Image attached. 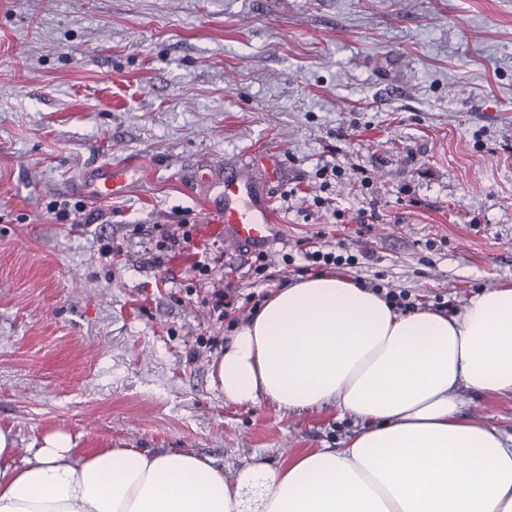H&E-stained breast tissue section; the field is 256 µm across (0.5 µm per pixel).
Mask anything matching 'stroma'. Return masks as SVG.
<instances>
[{"mask_svg":"<svg viewBox=\"0 0 512 512\" xmlns=\"http://www.w3.org/2000/svg\"><path fill=\"white\" fill-rule=\"evenodd\" d=\"M334 157L371 170L369 226L310 213ZM108 161L144 182L103 201L72 188ZM205 166L264 186L283 224L275 279L205 237ZM51 203L81 204L79 223ZM181 224L242 294L229 317L202 305L192 252L150 266ZM319 235L368 254L365 284L429 310L512 280V0H0V426L19 457L62 431L84 453L180 450L230 478L343 447L358 424L334 404L235 405L213 381L230 336L297 282L284 254ZM459 399L512 435V393Z\"/></svg>","mask_w":512,"mask_h":512,"instance_id":"35a3bbf8","label":"stroma"}]
</instances>
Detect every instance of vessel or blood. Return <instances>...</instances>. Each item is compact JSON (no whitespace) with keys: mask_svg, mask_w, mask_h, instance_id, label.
Listing matches in <instances>:
<instances>
[{"mask_svg":"<svg viewBox=\"0 0 512 512\" xmlns=\"http://www.w3.org/2000/svg\"><path fill=\"white\" fill-rule=\"evenodd\" d=\"M140 177L141 171L133 163L106 162L86 171L81 189L93 200L116 198L123 196ZM201 180L209 188L210 210L218 217L208 227L213 239L229 246L248 245L257 249H269L280 242L282 225L260 186L230 166L218 175L202 174Z\"/></svg>","mask_w":512,"mask_h":512,"instance_id":"obj_1","label":"vessel or blood"}]
</instances>
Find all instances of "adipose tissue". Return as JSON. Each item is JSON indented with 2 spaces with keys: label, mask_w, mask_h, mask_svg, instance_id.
<instances>
[{
  "label": "adipose tissue",
  "mask_w": 512,
  "mask_h": 512,
  "mask_svg": "<svg viewBox=\"0 0 512 512\" xmlns=\"http://www.w3.org/2000/svg\"><path fill=\"white\" fill-rule=\"evenodd\" d=\"M225 400L287 411L334 403L341 448L254 461L232 479L183 451H74L43 435L16 461L0 427V512H512V442L458 414V392L512 393V283L461 310L404 313L319 274L273 294L216 366Z\"/></svg>",
  "instance_id": "1"
}]
</instances>
